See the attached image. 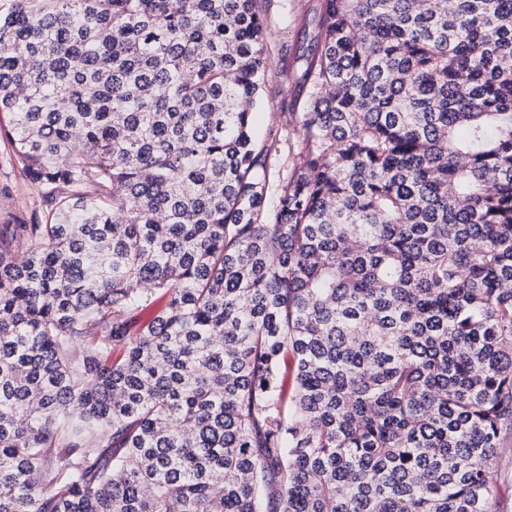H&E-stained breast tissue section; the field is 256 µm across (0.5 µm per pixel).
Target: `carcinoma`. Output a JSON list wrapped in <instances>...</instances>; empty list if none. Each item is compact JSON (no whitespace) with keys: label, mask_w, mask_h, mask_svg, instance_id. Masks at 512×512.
Returning a JSON list of instances; mask_svg holds the SVG:
<instances>
[{"label":"carcinoma","mask_w":512,"mask_h":512,"mask_svg":"<svg viewBox=\"0 0 512 512\" xmlns=\"http://www.w3.org/2000/svg\"><path fill=\"white\" fill-rule=\"evenodd\" d=\"M260 2L0 0V512H493L512 0H318L270 210ZM0 190V225L28 222L39 205L37 192L25 176L13 147L1 138Z\"/></svg>","instance_id":"obj_1"}]
</instances>
